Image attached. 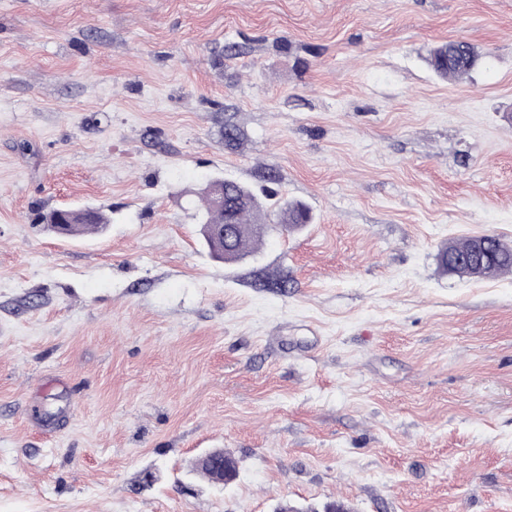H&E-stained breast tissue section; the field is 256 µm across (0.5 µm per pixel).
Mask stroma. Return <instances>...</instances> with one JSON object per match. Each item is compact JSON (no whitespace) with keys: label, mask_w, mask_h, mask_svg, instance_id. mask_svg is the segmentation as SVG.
I'll list each match as a JSON object with an SVG mask.
<instances>
[{"label":"stroma","mask_w":512,"mask_h":512,"mask_svg":"<svg viewBox=\"0 0 512 512\" xmlns=\"http://www.w3.org/2000/svg\"><path fill=\"white\" fill-rule=\"evenodd\" d=\"M216 176L314 220L217 259ZM481 234L512 0H0V512H512V273L439 261ZM477 61L478 55L474 47L460 41H450L434 48L428 59L433 71L447 80H456L467 75ZM56 215H59V209H52L43 213L39 219L42 224H45L48 230L66 236L103 234L109 229L110 224H112L111 216L95 208L86 213L79 212L76 216L67 220V225L60 228L49 225L55 222Z\"/></svg>","instance_id":"1"}]
</instances>
